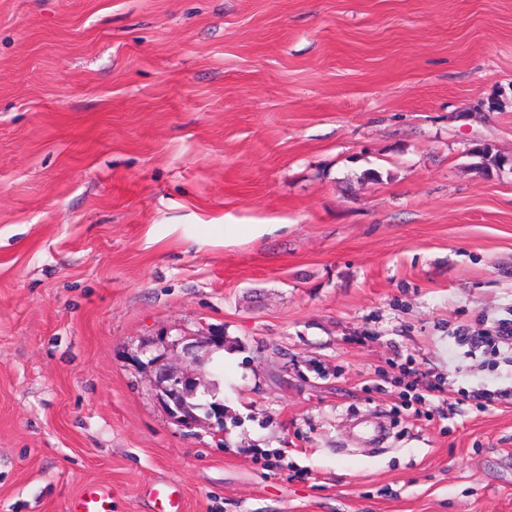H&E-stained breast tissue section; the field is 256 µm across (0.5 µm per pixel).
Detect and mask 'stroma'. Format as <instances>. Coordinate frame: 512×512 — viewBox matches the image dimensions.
Returning a JSON list of instances; mask_svg holds the SVG:
<instances>
[{
	"label": "stroma",
	"mask_w": 512,
	"mask_h": 512,
	"mask_svg": "<svg viewBox=\"0 0 512 512\" xmlns=\"http://www.w3.org/2000/svg\"><path fill=\"white\" fill-rule=\"evenodd\" d=\"M510 316L512 0H0V512H512ZM455 338L460 342H467L471 345L478 347L491 346L492 348L499 347V343H508L512 340V319H501L493 327V330L481 336H469L463 331L459 332ZM162 337L160 346L154 349L144 348L149 353L147 365L155 370L154 387L156 396L165 408L170 419L179 427L194 428L210 421L215 413L208 406L206 417L197 414L204 406L199 404L201 397L210 390L204 387L199 393L200 383L188 365L199 367L210 355L224 349L223 329H211L206 333L183 334L172 340ZM188 363V365H183ZM111 494L105 487L86 484L72 502L69 512H112Z\"/></svg>",
	"instance_id": "stroma-1"
}]
</instances>
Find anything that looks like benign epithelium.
Segmentation results:
<instances>
[{"instance_id":"1","label":"benign epithelium","mask_w":512,"mask_h":512,"mask_svg":"<svg viewBox=\"0 0 512 512\" xmlns=\"http://www.w3.org/2000/svg\"><path fill=\"white\" fill-rule=\"evenodd\" d=\"M224 349V330L211 329L205 333L183 334L169 340L161 338L160 345L146 348L147 365L155 370L156 396L170 419L183 428H194L206 421L216 419V426H224V409L206 410V417L198 415L203 408L201 397L209 389H199L191 367H199L212 353Z\"/></svg>"}]
</instances>
